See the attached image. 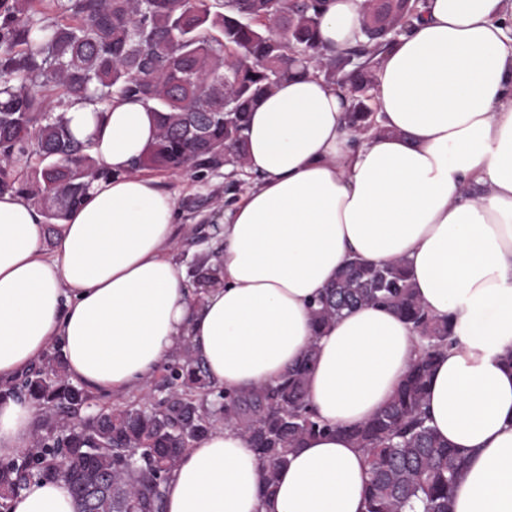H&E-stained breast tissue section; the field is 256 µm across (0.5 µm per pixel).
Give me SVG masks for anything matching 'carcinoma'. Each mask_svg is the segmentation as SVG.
Masks as SVG:
<instances>
[{
	"label": "carcinoma",
	"instance_id": "obj_1",
	"mask_svg": "<svg viewBox=\"0 0 512 512\" xmlns=\"http://www.w3.org/2000/svg\"><path fill=\"white\" fill-rule=\"evenodd\" d=\"M361 37L331 56L319 50L323 0H0V192L37 203L57 224L103 171L90 144L65 118L72 100L94 93L140 99L158 114L157 136L136 170L243 169L251 107L300 61L348 97L350 126L382 132L369 101L381 55L410 30L419 0H365ZM388 308L408 324L422 352L390 402L347 436L367 454L365 512H452L451 489L465 457L428 424L425 392L437 361L457 343L448 318L424 310L406 262L351 258L314 310L323 329L363 305ZM308 350L274 387L220 394L214 407L189 352L167 366V395L81 415L93 396L71 384L61 354H46L4 397L39 406L37 432L18 460L0 463L3 500L31 480L58 478L77 512H163L161 488L183 450L223 421L263 461L266 493L306 440L324 428L305 398ZM138 450L136 463L129 451Z\"/></svg>",
	"mask_w": 512,
	"mask_h": 512
}]
</instances>
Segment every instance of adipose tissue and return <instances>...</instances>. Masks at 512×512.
I'll return each instance as SVG.
<instances>
[{
    "instance_id": "adipose-tissue-1",
    "label": "adipose tissue",
    "mask_w": 512,
    "mask_h": 512,
    "mask_svg": "<svg viewBox=\"0 0 512 512\" xmlns=\"http://www.w3.org/2000/svg\"><path fill=\"white\" fill-rule=\"evenodd\" d=\"M364 0H326L320 50L357 40ZM383 55L373 106L381 134L354 131L349 103L312 74L282 81L248 116L253 180L220 208L191 285L176 249L182 213L160 179L134 171L157 115L144 102L75 100L72 133L110 177L48 227L0 193V384L61 349L69 382L119 399L146 394L189 348L214 393L281 381L307 350L306 397L325 431L262 489L240 430L216 425L182 454L164 512H362L366 456L347 433L392 397L421 344L390 310L365 305L316 329L313 306L348 259L406 261L422 306L452 317L425 409L467 454L454 512H512V0H420ZM38 410L0 402V461L24 450ZM8 512H75L63 482L39 481Z\"/></svg>"
}]
</instances>
